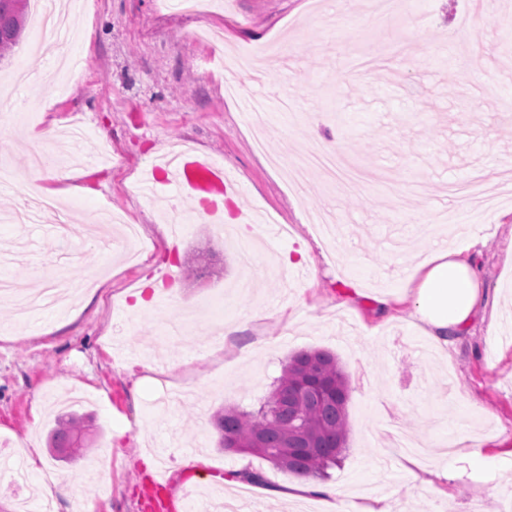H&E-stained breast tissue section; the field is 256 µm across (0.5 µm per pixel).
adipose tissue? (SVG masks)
Returning <instances> with one entry per match:
<instances>
[{"instance_id": "obj_1", "label": "adipose tissue", "mask_w": 512, "mask_h": 512, "mask_svg": "<svg viewBox=\"0 0 512 512\" xmlns=\"http://www.w3.org/2000/svg\"><path fill=\"white\" fill-rule=\"evenodd\" d=\"M481 240L475 230L455 247L433 250L403 278V299L382 294L375 298L374 307L388 317L400 303H407L411 318L424 333L447 343L449 335L464 331L480 309L484 281L470 252Z\"/></svg>"}]
</instances>
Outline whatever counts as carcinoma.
Here are the masks:
<instances>
[{
	"label": "carcinoma",
	"instance_id": "1",
	"mask_svg": "<svg viewBox=\"0 0 512 512\" xmlns=\"http://www.w3.org/2000/svg\"><path fill=\"white\" fill-rule=\"evenodd\" d=\"M27 0H0V60L17 46ZM349 387L335 355L328 351L293 354L271 395L257 414L229 409L214 427L219 446L235 453L262 456L305 478H327L339 464L348 434ZM84 418L62 415L49 434V447H85Z\"/></svg>",
	"mask_w": 512,
	"mask_h": 512
}]
</instances>
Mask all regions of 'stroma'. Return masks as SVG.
<instances>
[{"label": "stroma", "instance_id": "obj_1", "mask_svg": "<svg viewBox=\"0 0 512 512\" xmlns=\"http://www.w3.org/2000/svg\"><path fill=\"white\" fill-rule=\"evenodd\" d=\"M164 0H75L60 52L77 77L57 92L26 24L0 60V269L28 290L37 271L97 290L51 314L45 331L0 301V453L25 470L0 481V512L36 500L44 472L71 489L104 484L96 512H190L192 500L224 498L243 512H336L334 497L287 498L299 479L263 457L219 449L213 427L223 408L255 411L289 356L327 350L349 383L347 449L328 481L348 500H384L393 512H512V0H487L469 24L467 0H234L185 17ZM220 26L224 52L276 54L263 82L246 80L228 99L195 31ZM265 122L246 123L251 99ZM90 130L78 145L82 190L35 178L29 156L44 130ZM339 138L348 167L366 173L344 194L319 174L290 184L268 153L296 160ZM175 141L222 163L238 185L239 215L286 225L243 265L249 234L217 233L180 189L156 190L189 217L174 236L163 211L135 187ZM481 174L492 202L448 197V182ZM62 192L60 211L10 221L33 184ZM133 217L151 248L131 259L93 233L102 209ZM482 224L477 261L488 304L446 348L419 352L409 317L383 323L342 308L338 284L403 295L397 272L457 238L433 227L440 213ZM182 267L174 288L166 270ZM144 291L154 304L136 308ZM238 325L223 351L214 323ZM84 415L93 443L85 456L52 459L47 435L58 412ZM484 443L475 464L471 444ZM41 451L39 472L27 458ZM418 473L407 482L408 468ZM258 473L242 493L229 476ZM449 471L451 496L432 491Z\"/></svg>", "mask_w": 512, "mask_h": 512}]
</instances>
